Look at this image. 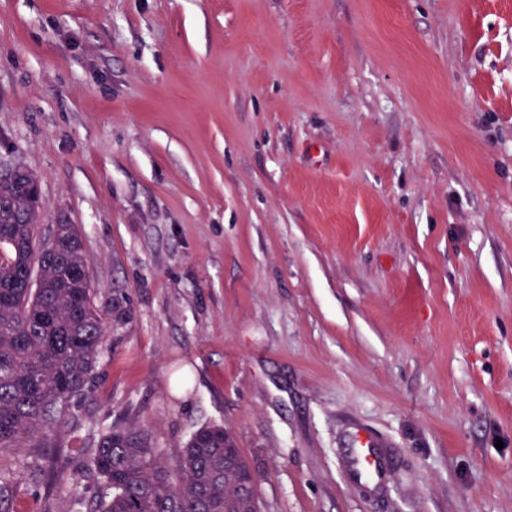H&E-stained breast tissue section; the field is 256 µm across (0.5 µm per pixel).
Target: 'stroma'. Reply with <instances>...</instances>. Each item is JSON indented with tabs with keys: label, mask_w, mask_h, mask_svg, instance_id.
Segmentation results:
<instances>
[{
	"label": "stroma",
	"mask_w": 512,
	"mask_h": 512,
	"mask_svg": "<svg viewBox=\"0 0 512 512\" xmlns=\"http://www.w3.org/2000/svg\"><path fill=\"white\" fill-rule=\"evenodd\" d=\"M0 163L136 311L20 512L117 422L229 428L261 512H512V0H0ZM356 448L350 449L348 476L352 482L378 484L388 473L389 462L377 444L357 439Z\"/></svg>",
	"instance_id": "35a3bbf8"
}]
</instances>
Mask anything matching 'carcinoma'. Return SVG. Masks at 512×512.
Segmentation results:
<instances>
[{
  "label": "carcinoma",
  "instance_id": "1",
  "mask_svg": "<svg viewBox=\"0 0 512 512\" xmlns=\"http://www.w3.org/2000/svg\"><path fill=\"white\" fill-rule=\"evenodd\" d=\"M36 182L23 166L0 177V451L57 460L65 414L90 392L112 321L126 329L135 309L122 290L96 304L77 225L53 226L58 256L45 259ZM226 444L237 458L227 472ZM88 452L97 489L76 498L81 512H260L257 475L222 425L191 432L173 463L131 424L112 425ZM0 512H16L10 470L0 469Z\"/></svg>",
  "mask_w": 512,
  "mask_h": 512
}]
</instances>
